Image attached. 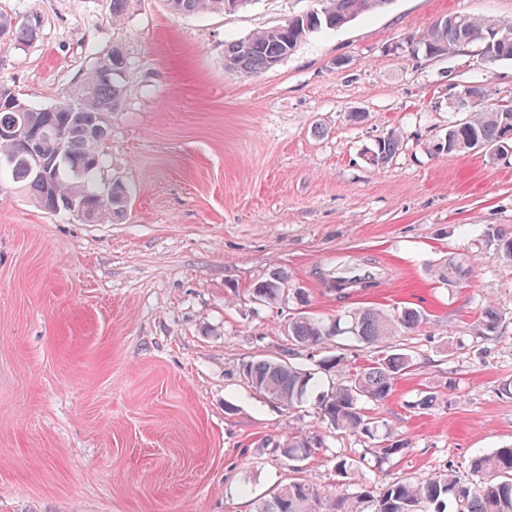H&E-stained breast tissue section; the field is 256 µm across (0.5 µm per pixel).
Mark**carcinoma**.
Listing matches in <instances>:
<instances>
[{
  "label": "carcinoma",
  "mask_w": 512,
  "mask_h": 512,
  "mask_svg": "<svg viewBox=\"0 0 512 512\" xmlns=\"http://www.w3.org/2000/svg\"><path fill=\"white\" fill-rule=\"evenodd\" d=\"M172 15L192 16L210 11L234 12L250 0H166ZM390 0H318V7L288 20L285 24L252 33L230 43L224 51L225 64L236 72L257 73L271 68L288 57L308 35L323 29H338L362 14L381 10ZM41 27L40 17L29 14L19 22L0 14V31L20 43L34 40ZM512 32V22L489 17L458 14L448 25H432L419 38L418 45L431 57L452 54L473 45L482 50L489 41L488 30ZM127 67V59L118 47L98 58L87 72L84 82L68 101L50 107L31 105L12 90L0 84V129L16 127L20 137L0 134V157L16 154L22 141H28L50 164L48 176L37 179L18 168L0 174V185L9 184L49 213L68 210L72 203H85L96 209L95 222L103 223L124 213L130 200L128 187L112 182V203L93 202V182L103 171L105 145L110 130V117L122 102L123 85L118 81ZM488 89L477 88V103L465 119L448 126L442 150L448 154L468 153L476 147L485 153L507 152L512 139L506 137L512 128V106L487 105ZM401 143L396 131L378 140L371 158L376 164L387 162ZM474 270L470 258L450 259L434 274L441 282L461 283L469 280ZM343 279L332 289L336 297L345 299L357 290L355 284H371L375 276H358L353 270L337 273ZM252 298L268 305L286 303L294 298L304 301V292L287 287L279 271L257 281ZM502 314L493 304L483 307L474 324L476 335L485 339L495 335ZM424 317L413 308L385 311L379 308H355L324 319L309 312L293 313L286 320L283 334L288 344L304 351L329 348L339 336H348L366 347L380 350L381 356L353 373H347L345 357L327 354L318 367L336 382L317 400L322 421L335 431L373 438L378 424L367 414L363 404L388 397L395 383L415 366L413 351L398 342L405 333L418 328ZM247 383L255 391L294 409L308 401L316 390L315 373L299 362L282 359H258L242 368ZM324 440L313 437L291 439L283 445L291 476L269 497L258 502L256 512H445L447 503L456 504V512H512V447L499 448L471 462L478 477L476 482L462 481L451 472L426 477H400L377 492L363 489L352 495L322 492L301 477L302 463ZM366 458H341L336 469L348 482L359 478Z\"/></svg>",
  "instance_id": "carcinoma-1"
}]
</instances>
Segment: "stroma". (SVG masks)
<instances>
[{
    "mask_svg": "<svg viewBox=\"0 0 512 512\" xmlns=\"http://www.w3.org/2000/svg\"><path fill=\"white\" fill-rule=\"evenodd\" d=\"M250 0L235 12L173 17L131 0H0L37 13L38 37L0 38V83L26 102L68 100L96 60L121 46L127 90L111 119L103 180L131 188L124 217L89 224L0 187V512H255L288 479L279 446L320 434L305 477L339 488L336 461L377 445L327 433L314 403L288 411L241 368L288 358L281 327L296 301L253 300L274 271L331 318L357 307L414 308L412 373L372 403L381 432L406 443L359 482L453 470L512 445V153L449 155L437 144L464 108L454 85L512 103V61L473 48L429 58L414 39L438 18L512 20V0H391L348 26L309 35L257 74L224 66L226 45L315 8ZM401 147L369 156L390 131ZM471 256L467 283L430 273ZM342 264L378 285L337 299ZM503 322L472 325L485 303ZM434 401L416 403L426 394ZM502 314L493 304H487L483 307L480 317L474 324V332L477 336L489 339L494 336L500 326Z\"/></svg>",
    "mask_w": 512,
    "mask_h": 512,
    "instance_id": "stroma-1",
    "label": "stroma"
}]
</instances>
